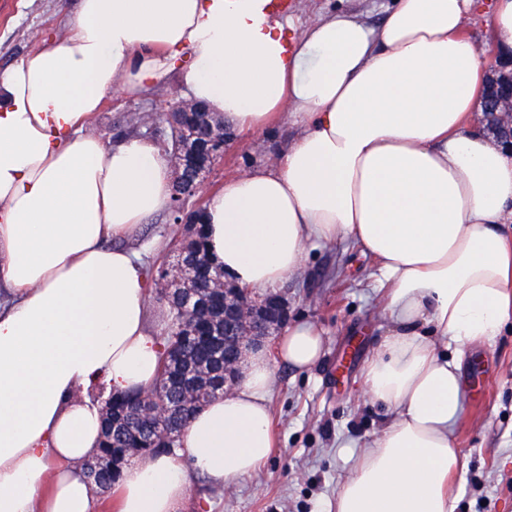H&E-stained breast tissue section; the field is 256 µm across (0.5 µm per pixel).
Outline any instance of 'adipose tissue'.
<instances>
[{
  "mask_svg": "<svg viewBox=\"0 0 512 512\" xmlns=\"http://www.w3.org/2000/svg\"><path fill=\"white\" fill-rule=\"evenodd\" d=\"M268 0H77L69 35L0 75V512H94L80 465L101 440L109 392L142 393L160 371L138 255L113 246L169 207L160 145L104 142L105 94L178 74L188 98L245 132L282 113L296 137L225 180L203 213L213 263L266 294L318 245L370 255L386 338L363 367L391 412L328 512H453L462 458V359L512 319V152L478 126L486 66L462 26L479 0H393L380 28L337 13L288 40ZM324 354L289 326L275 354L250 349L181 449L124 468L119 512H184L203 476L229 486L276 444L278 364Z\"/></svg>",
  "mask_w": 512,
  "mask_h": 512,
  "instance_id": "adipose-tissue-1",
  "label": "adipose tissue"
}]
</instances>
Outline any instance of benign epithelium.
Wrapping results in <instances>:
<instances>
[{"mask_svg":"<svg viewBox=\"0 0 512 512\" xmlns=\"http://www.w3.org/2000/svg\"><path fill=\"white\" fill-rule=\"evenodd\" d=\"M493 62L488 74L486 103L483 114L485 128L499 140L512 147V53L502 54L491 50ZM205 108L188 100H177L162 107L163 119L171 126L181 129L180 151L192 171L190 187H204L212 166L205 161L210 143L189 119L192 112H203ZM288 321V303L279 294L252 300H236L224 295V347L236 352L244 343L258 344L273 333L278 325Z\"/></svg>","mask_w":512,"mask_h":512,"instance_id":"7a95c632","label":"benign epithelium"}]
</instances>
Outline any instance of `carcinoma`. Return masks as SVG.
Instances as JSON below:
<instances>
[{
  "label": "carcinoma",
  "mask_w": 512,
  "mask_h": 512,
  "mask_svg": "<svg viewBox=\"0 0 512 512\" xmlns=\"http://www.w3.org/2000/svg\"><path fill=\"white\" fill-rule=\"evenodd\" d=\"M203 209L193 211L186 224L187 237L178 257L194 271L203 272L205 283L194 290L200 305L183 308L185 289L167 278L166 270L148 269L152 284L164 282L153 295L163 309L165 327L159 379L144 395L160 409L146 417L134 412L133 396L111 394L104 400L105 431L97 453L81 464L99 500L106 501L117 483L122 465L134 457L178 450L179 431L170 427L171 417L179 413L189 419L208 400L222 391L217 382L224 379V344L211 337L224 335V294L208 284L225 280L224 269L211 263L206 250L203 224L198 222Z\"/></svg>",
  "instance_id": "carcinoma-1"
}]
</instances>
